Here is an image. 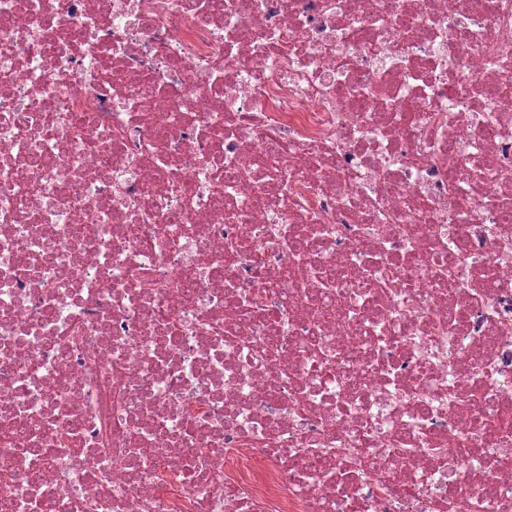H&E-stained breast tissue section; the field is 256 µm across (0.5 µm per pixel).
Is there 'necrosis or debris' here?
<instances>
[{
    "label": "necrosis or debris",
    "mask_w": 512,
    "mask_h": 512,
    "mask_svg": "<svg viewBox=\"0 0 512 512\" xmlns=\"http://www.w3.org/2000/svg\"><path fill=\"white\" fill-rule=\"evenodd\" d=\"M0 512H512V0H0Z\"/></svg>",
    "instance_id": "obj_1"
}]
</instances>
